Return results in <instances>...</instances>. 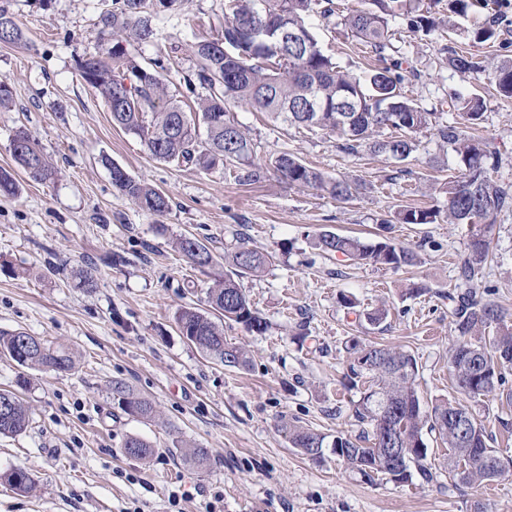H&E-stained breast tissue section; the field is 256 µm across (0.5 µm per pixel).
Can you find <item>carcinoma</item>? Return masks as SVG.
Segmentation results:
<instances>
[{
	"label": "carcinoma",
	"mask_w": 512,
	"mask_h": 512,
	"mask_svg": "<svg viewBox=\"0 0 512 512\" xmlns=\"http://www.w3.org/2000/svg\"><path fill=\"white\" fill-rule=\"evenodd\" d=\"M177 2L112 0V8L98 16L100 33L110 34L112 45L85 53L77 69L81 79L105 102L114 126L138 137L159 160L206 171L220 167L239 180L259 178L266 165L288 184L324 191L337 201L349 200L358 192L359 184L348 177H329L288 152L273 155L261 164L253 140L228 105L243 103L291 126L318 128L335 136L337 148L346 153L367 151L399 162L416 151L415 134L434 130L442 143L452 147L459 162L458 175L442 186L447 210L443 213L429 207H407L398 210L395 219L399 224H438L446 220L470 225L471 236L482 238V242L468 244L457 262L458 279L469 287L482 283L498 234L497 216L512 208V186L488 173L498 165L495 152L464 136L458 126L440 122L438 113L404 95L402 85L414 71L402 68L397 60L364 76L338 65L323 51L309 23L314 14L325 19L335 15L334 0H224L221 34L190 45L195 70L183 82L196 106L186 111L170 94L168 81L161 74L163 64L154 60L150 66H143L132 55L133 49L155 38L151 15L156 8L171 9ZM363 2L367 7L347 11L341 24L383 62L386 51L393 48V20L404 19L413 33L428 34L436 27L423 0ZM0 43H27L8 0L0 3ZM448 67L464 78L485 74L499 94L512 98V58L489 63L454 51L448 56ZM311 92L319 103L313 112L306 110ZM449 108L472 125L483 118L484 103L477 94L457 97ZM201 126L206 129L203 140L198 134ZM12 158L17 169L36 181H50L55 176V168L38 141L24 127L15 130ZM104 162L112 186L121 196L150 215L168 212L169 198L163 192L133 178L111 160L106 158ZM17 191L13 173L0 169V195L13 196ZM315 245L327 255L385 269L413 266L418 259L415 250L387 236L364 241L325 231L316 236ZM176 247L196 267L217 265L211 251L189 236L179 237ZM272 260V254L250 249L242 241L235 250L224 252V271L214 273L206 292L208 306L250 332L265 333L268 323L253 307L241 279L262 274ZM448 300L452 303L456 336L448 357L455 386L471 400L487 396L503 384L504 373L512 369V312L473 290L450 295ZM340 302L356 319L370 325H378L388 316L383 304L371 310L360 309L353 295L341 296ZM175 321L180 334L210 360L236 368L248 364L242 348L224 339V329L209 313L183 307L176 312ZM346 350L350 363L345 382L360 393L354 402V417L367 425L353 438L336 436L338 448L333 453L351 473L370 483L385 479L396 484L411 482L415 471L425 478L431 476L426 430L439 436L448 451L463 461L460 477L457 465L446 458L448 478L456 484L480 485L505 476L512 468L491 445V437L471 406L450 399L430 408L423 405L417 385L419 369L412 354L354 338ZM0 356L32 370L67 373L76 368L71 352L21 330L0 331ZM110 390L127 414L147 420L154 416L152 401L135 393L125 381H112ZM379 395L395 406L405 425L402 447L410 452L405 469L398 474L376 451L382 444L375 424L379 415L375 398ZM29 422L28 407L17 393L0 390V435L20 434ZM283 429L291 446L306 456L316 446L331 447L325 435L311 428L287 423ZM179 450L195 467H206L208 449L187 444ZM125 452L145 461L153 455V445L134 436L127 439ZM0 480L23 493L33 486L28 473L19 468L0 474Z\"/></svg>",
	"instance_id": "1"
}]
</instances>
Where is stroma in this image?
Wrapping results in <instances>:
<instances>
[{
    "label": "stroma",
    "instance_id": "1",
    "mask_svg": "<svg viewBox=\"0 0 512 512\" xmlns=\"http://www.w3.org/2000/svg\"><path fill=\"white\" fill-rule=\"evenodd\" d=\"M111 0H10L25 30L24 46L0 44V79L13 94L0 110V168L13 169L11 139L28 128L55 166L53 180L15 172L19 192L0 196V330L21 329L68 348L77 367L68 373L32 371L0 358V389L18 390L32 421L19 435L0 436V473L15 468L34 481L26 494L0 482V512H171L181 492L182 512H201L221 494V512H512V475L471 488L451 482L445 447L427 436L431 478L369 484L345 470L335 455L323 462L288 443L284 423L328 436L358 435L357 391L345 389L344 345L351 337L400 346L415 356L424 404L456 397L448 372L454 340L449 293L459 291L456 264L470 240L466 224H398L397 243L416 249V266L399 270L353 266L326 258L313 241L324 231L373 238L380 220L400 207L445 209L443 184L458 172L452 148L432 131L418 133V150L402 163L367 152L348 154L318 129L271 121L244 104H231L235 120L253 138L259 158L289 152L332 177L349 176L361 188L345 202L288 185L273 170L241 184L222 169L200 171L155 159L139 138L112 124L102 99L78 75L76 63L97 45L98 16ZM454 29L444 36L405 32L395 59L414 69L407 96L444 120L460 122L449 103L480 94L483 120L474 135L498 152L493 178L512 183V98L488 88L483 76L461 78L448 67L451 51L477 59L512 57V0H473L466 17H448L446 0L432 8ZM497 24L498 40L474 32ZM224 0H182L154 16V42L144 59L170 61L171 93L194 59L188 46L220 32ZM319 44L344 66L366 74L375 60L348 35L339 18L312 20ZM114 161L164 192L169 211H140L112 187ZM486 284L491 299L512 309V210L499 214ZM195 237L216 261L236 238L274 255L246 293L268 323L266 333L225 322L224 337L244 348L250 365L229 368L205 358L180 336L174 316L203 307L208 277L175 247ZM92 270L96 287L80 288L76 273ZM426 285L405 294L409 282ZM354 295L361 306L386 303L379 326L356 322L339 302ZM28 378L19 387V378ZM126 381L157 409L147 421L128 416L113 400L112 380ZM473 410L492 445L512 460V370ZM151 442L143 462L129 457L130 436ZM208 449L205 470L189 465L177 444Z\"/></svg>",
    "mask_w": 512,
    "mask_h": 512
}]
</instances>
